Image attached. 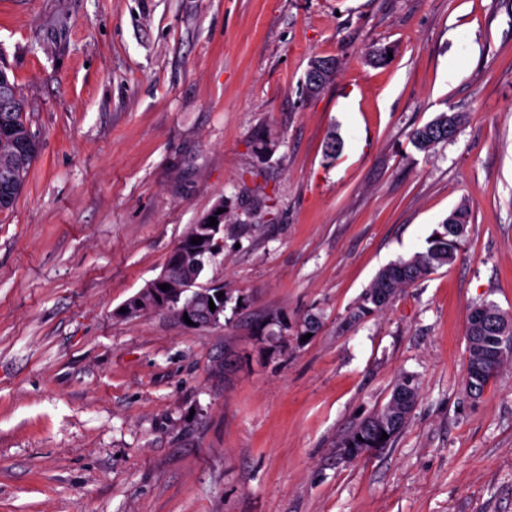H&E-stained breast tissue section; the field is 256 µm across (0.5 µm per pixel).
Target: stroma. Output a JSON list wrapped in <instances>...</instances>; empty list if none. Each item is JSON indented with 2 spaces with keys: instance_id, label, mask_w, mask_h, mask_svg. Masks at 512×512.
Wrapping results in <instances>:
<instances>
[{
  "instance_id": "1",
  "label": "stroma",
  "mask_w": 512,
  "mask_h": 512,
  "mask_svg": "<svg viewBox=\"0 0 512 512\" xmlns=\"http://www.w3.org/2000/svg\"><path fill=\"white\" fill-rule=\"evenodd\" d=\"M0 64L40 141L0 212V512H512V364L465 391L470 310L512 316V0H0ZM463 202L461 257L349 323ZM221 203L200 284L239 306L120 316ZM277 312L323 325L269 359ZM403 373V431L344 458ZM324 59H327L331 62V67L327 70L329 73L324 75V77L321 79L320 83H314L319 82L320 77L323 76L325 73L327 67L330 66V64L325 61ZM314 58L311 60L309 69L306 73V81L307 83H313L310 85L309 93L311 95H318L321 93L324 88L332 81L333 77L336 74L337 71V63L336 59L334 58ZM463 116L458 112H441L433 120L414 129L410 141L419 151H429L440 143L454 139L462 124ZM205 298L208 301L207 304V310L205 311H199L196 308V302L189 300V298L186 300V302L183 304V307L181 309V321L186 324L184 321V313H187L188 318L193 322V325H189L192 327L199 326L203 320H205L208 324H215L219 322L220 317L219 315L222 313V316L224 315L223 310H226L227 303L232 299V297L229 295L228 292H224V300L222 304H217L213 297L210 294L202 293ZM209 298H212L213 303L215 305V310L211 311L209 308ZM188 325V324H186Z\"/></svg>"
}]
</instances>
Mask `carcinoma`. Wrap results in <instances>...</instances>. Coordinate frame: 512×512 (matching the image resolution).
Returning <instances> with one entry per match:
<instances>
[{
  "label": "carcinoma",
  "mask_w": 512,
  "mask_h": 512,
  "mask_svg": "<svg viewBox=\"0 0 512 512\" xmlns=\"http://www.w3.org/2000/svg\"><path fill=\"white\" fill-rule=\"evenodd\" d=\"M27 109L5 107L0 104V129H9L10 134L0 139V211L8 210L16 203L30 166L38 154L39 142L31 129ZM463 116L458 112H441L433 120L414 129L410 141L419 151H428L440 143L454 139L462 124ZM471 219L469 205L459 204L441 224L442 230L434 233L427 251L417 253L407 260H400L381 269L364 293L361 301L349 312V321L356 323L366 316L385 310L390 301L404 288L423 280L435 269L452 264L463 249L467 224ZM209 217H203L191 225L180 245L171 253L167 266L180 279H200L215 251L221 249L218 235L207 230ZM202 238L198 244L192 238ZM128 317H137L147 312L164 310L178 315V305L159 307L148 290L136 293L126 301ZM494 316L493 325L483 326L474 316L467 321V370L465 388L469 395L478 396L485 385L501 371L508 358L512 357V319L489 305ZM279 333L260 331L266 351L273 353L285 346L284 331L288 330V319L275 315ZM398 395L410 396L402 406L394 405ZM418 399L416 379L403 373L396 379L388 402L372 415L357 421L343 438V446L358 448L364 452L373 448H385L401 433L408 416ZM388 438H382V434Z\"/></svg>",
  "instance_id": "carcinoma-1"
}]
</instances>
